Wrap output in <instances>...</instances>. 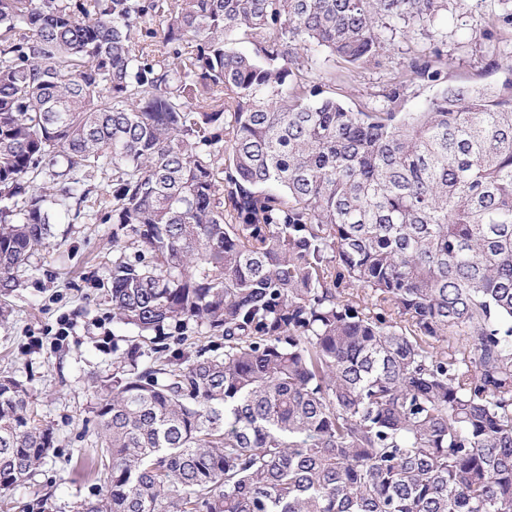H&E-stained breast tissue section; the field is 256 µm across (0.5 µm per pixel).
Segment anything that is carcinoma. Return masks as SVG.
I'll return each mask as SVG.
<instances>
[{
    "label": "carcinoma",
    "mask_w": 512,
    "mask_h": 512,
    "mask_svg": "<svg viewBox=\"0 0 512 512\" xmlns=\"http://www.w3.org/2000/svg\"><path fill=\"white\" fill-rule=\"evenodd\" d=\"M446 11L0 0V294L57 218L110 224L112 319L153 334L84 420L108 489L76 512H512V81L404 112L433 46L373 112L314 82ZM54 447L0 377V498Z\"/></svg>",
    "instance_id": "obj_1"
}]
</instances>
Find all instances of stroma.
Segmentation results:
<instances>
[{"mask_svg": "<svg viewBox=\"0 0 512 512\" xmlns=\"http://www.w3.org/2000/svg\"><path fill=\"white\" fill-rule=\"evenodd\" d=\"M499 0H450L448 14L415 26L410 40L395 39L372 63L350 68L327 61L335 82H322L324 95L353 110L381 108L385 95L410 57L409 46L437 45L450 65L442 82L415 80L404 89L405 111L424 110L442 85L498 86L512 80V54L489 66L491 48L482 31L512 45V30L501 28ZM112 260V227L61 219L49 246L32 255L19 288L0 295V372L23 380L30 406L56 439L55 456L12 497L0 500V512H72L76 503L103 498L105 475L85 478L76 465L91 454L81 440L83 420L96 395L98 377L112 372L113 349H127L136 336L131 326L112 320V304L102 280ZM73 323L69 335L55 340L60 319Z\"/></svg>", "mask_w": 512, "mask_h": 512, "instance_id": "stroma-1", "label": "stroma"}]
</instances>
